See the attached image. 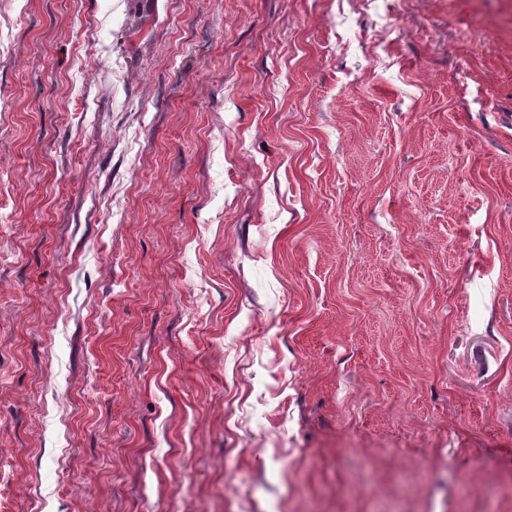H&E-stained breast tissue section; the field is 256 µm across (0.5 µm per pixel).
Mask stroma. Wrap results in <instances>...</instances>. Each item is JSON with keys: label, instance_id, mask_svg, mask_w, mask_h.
<instances>
[{"label": "stroma", "instance_id": "1", "mask_svg": "<svg viewBox=\"0 0 512 512\" xmlns=\"http://www.w3.org/2000/svg\"><path fill=\"white\" fill-rule=\"evenodd\" d=\"M512 512V0H0V512Z\"/></svg>", "mask_w": 512, "mask_h": 512}]
</instances>
